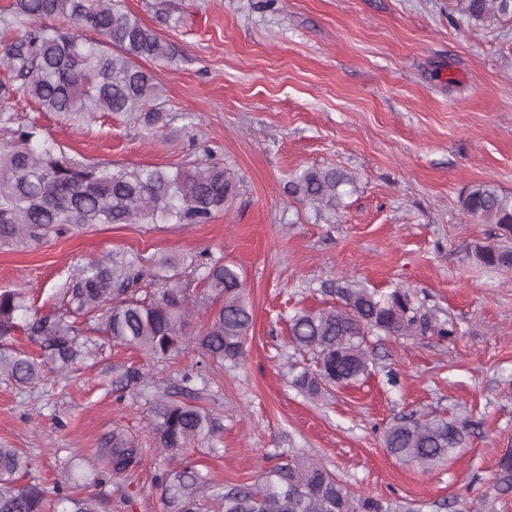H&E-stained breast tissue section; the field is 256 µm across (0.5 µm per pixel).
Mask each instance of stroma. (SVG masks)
I'll use <instances>...</instances> for the list:
<instances>
[{"mask_svg":"<svg viewBox=\"0 0 512 512\" xmlns=\"http://www.w3.org/2000/svg\"><path fill=\"white\" fill-rule=\"evenodd\" d=\"M157 32L169 56L149 63L162 87L153 128L122 115L78 121L38 110L29 96L0 101L11 129L36 125L65 154L91 162L171 167L220 162L238 188L205 224H101L0 249V289H25L40 316L57 314L88 263L123 252L183 262L223 259L241 273L252 309L245 359L211 369L200 405L222 426L190 452L215 482L256 480L274 450L313 457L354 494L444 512H512L496 495L497 462L512 450V272L478 263L497 228L460 198L488 183L512 195V17L479 28L457 0H119ZM333 168L349 178L333 208L289 192L294 173ZM379 293L409 290L450 337L371 336L376 368L318 399L288 383L289 319L334 301L339 279ZM176 380L193 352L160 362L108 350L71 377L44 370L22 388L0 378V447L29 457L46 487L66 470L91 480L107 465L113 431L153 445L149 405L117 401L112 366ZM398 374L386 382L387 370ZM468 420L458 457L432 470L390 456L396 416ZM151 457L131 481L95 491L108 512H167Z\"/></svg>","mask_w":512,"mask_h":512,"instance_id":"1","label":"stroma"}]
</instances>
